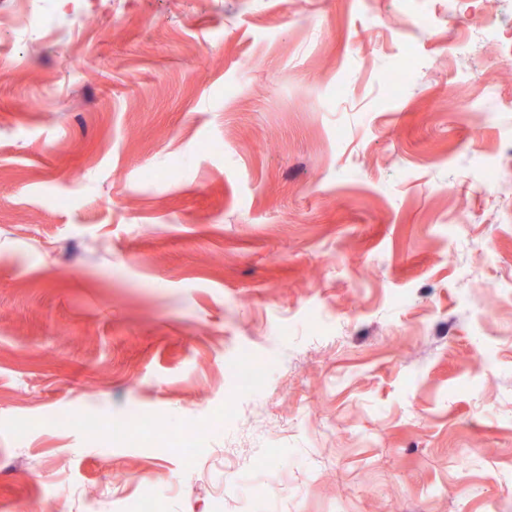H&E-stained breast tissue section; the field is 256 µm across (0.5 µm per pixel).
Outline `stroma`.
<instances>
[{
  "mask_svg": "<svg viewBox=\"0 0 512 512\" xmlns=\"http://www.w3.org/2000/svg\"><path fill=\"white\" fill-rule=\"evenodd\" d=\"M511 41L512 0H0V512H512Z\"/></svg>",
  "mask_w": 512,
  "mask_h": 512,
  "instance_id": "35a3bbf8",
  "label": "stroma"
}]
</instances>
